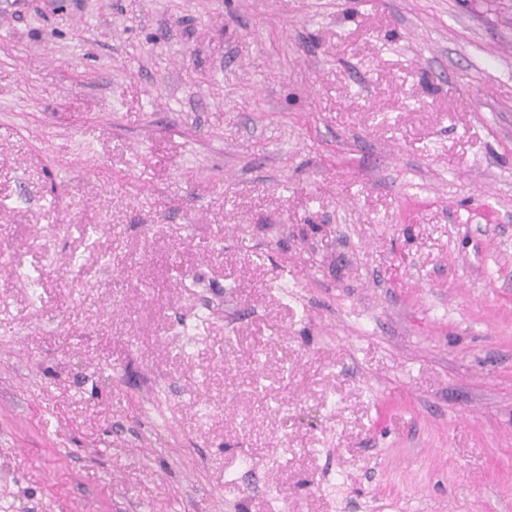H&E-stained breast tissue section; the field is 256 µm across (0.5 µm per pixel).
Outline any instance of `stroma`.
<instances>
[{
	"mask_svg": "<svg viewBox=\"0 0 512 512\" xmlns=\"http://www.w3.org/2000/svg\"><path fill=\"white\" fill-rule=\"evenodd\" d=\"M0 512H512V0H0Z\"/></svg>",
	"mask_w": 512,
	"mask_h": 512,
	"instance_id": "obj_1",
	"label": "stroma"
}]
</instances>
